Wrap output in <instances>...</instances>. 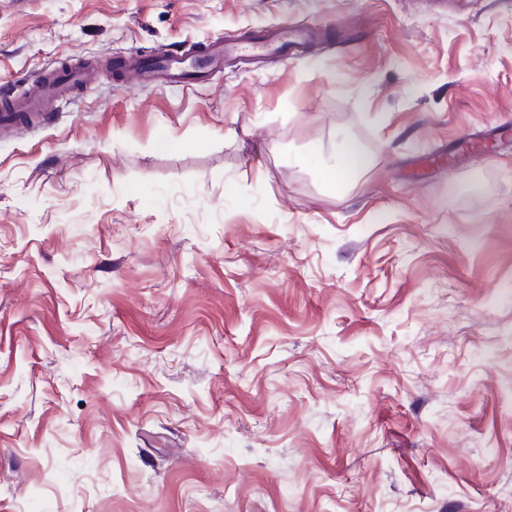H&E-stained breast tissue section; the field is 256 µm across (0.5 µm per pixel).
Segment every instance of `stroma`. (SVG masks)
Returning <instances> with one entry per match:
<instances>
[{"label": "stroma", "mask_w": 512, "mask_h": 512, "mask_svg": "<svg viewBox=\"0 0 512 512\" xmlns=\"http://www.w3.org/2000/svg\"><path fill=\"white\" fill-rule=\"evenodd\" d=\"M77 60L0 133V512H512V0H0V94ZM306 29L281 26L252 35L246 45L218 36L200 50L183 49L158 55L130 53L118 57L114 66L136 79H149L161 84L187 85L206 82L224 68V58L240 50L249 54L276 56L283 61L300 51L309 40ZM50 78L47 74H34L35 83L24 98H8L0 106V128L20 124L22 118L37 115L46 110V98L54 96L58 101L61 92L68 88L87 87L90 84L91 67L87 62L69 63L59 67ZM7 102V103H5ZM371 165V160L360 144L354 140L345 143L336 163L318 168L323 182L339 188L349 176L360 174Z\"/></svg>", "instance_id": "35a3bbf8"}]
</instances>
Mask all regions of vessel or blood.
Returning <instances> with one entry per match:
<instances>
[{"label": "vessel or blood", "instance_id": "obj_1", "mask_svg": "<svg viewBox=\"0 0 512 512\" xmlns=\"http://www.w3.org/2000/svg\"><path fill=\"white\" fill-rule=\"evenodd\" d=\"M308 40V30L286 25L252 35L244 47L250 54L276 56L285 61L300 51ZM240 47L219 36L199 50L167 51L149 56L131 53L115 60L114 66L135 80L146 78L169 85L198 84L221 72L225 57L238 52ZM90 72L88 63L75 62L49 77L35 75L33 88L26 97L0 105V128L17 125L22 118L45 111L47 98L58 96L65 89L88 86Z\"/></svg>", "mask_w": 512, "mask_h": 512}]
</instances>
